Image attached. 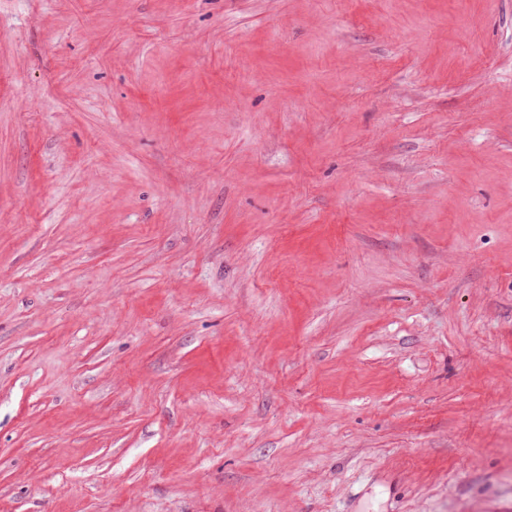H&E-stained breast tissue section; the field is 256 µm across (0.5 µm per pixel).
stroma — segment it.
Listing matches in <instances>:
<instances>
[{"label":"stroma","mask_w":512,"mask_h":512,"mask_svg":"<svg viewBox=\"0 0 512 512\" xmlns=\"http://www.w3.org/2000/svg\"><path fill=\"white\" fill-rule=\"evenodd\" d=\"M0 512H512V0H0Z\"/></svg>","instance_id":"stroma-1"}]
</instances>
